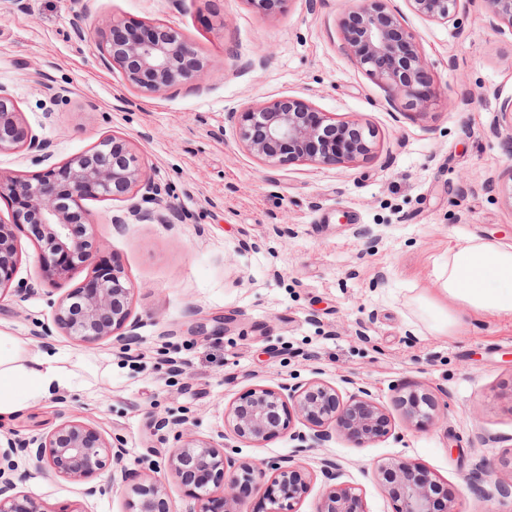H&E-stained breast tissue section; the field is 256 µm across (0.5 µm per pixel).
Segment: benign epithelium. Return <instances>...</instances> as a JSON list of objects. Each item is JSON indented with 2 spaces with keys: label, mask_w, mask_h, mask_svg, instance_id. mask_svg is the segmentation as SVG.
Segmentation results:
<instances>
[{
  "label": "benign epithelium",
  "mask_w": 512,
  "mask_h": 512,
  "mask_svg": "<svg viewBox=\"0 0 512 512\" xmlns=\"http://www.w3.org/2000/svg\"><path fill=\"white\" fill-rule=\"evenodd\" d=\"M389 0H349L342 29L343 52L380 82L387 102L399 99L410 105L436 96L422 48L405 25L402 14L387 6ZM415 14L435 22L454 19L460 0H406ZM492 18L512 27V0H489ZM93 40L104 63L120 70L127 84L144 95L178 86L197 90L199 77L207 73V61L195 46L171 28L158 24L138 30L112 17L93 27ZM242 145L269 165L311 162L336 166L367 158L375 149L372 129L359 120H337L311 103L281 97L246 106L230 114ZM27 147L42 158L49 144L24 127L12 95L0 89V153ZM142 198L159 202L161 188L154 182L144 159L123 140L106 137L90 151L71 158L30 179L0 173V196L18 204L15 224L35 228L38 261L51 278L62 279L92 260L93 243L77 227L91 223L80 201L88 196L123 198L134 189ZM17 251L9 225L0 224V289L10 281ZM132 284L116 269L92 270L88 281L55 304L54 324L66 336L93 347L119 334L127 342L137 338L138 322L130 320ZM410 419H430L438 410L427 391L411 392L400 399ZM297 418L313 424V433L298 431L293 439L317 448L332 439L330 428L339 429L359 444L389 434L388 419L370 392H357L344 401L336 387L320 380L276 387L259 386L232 404L224 414L233 435L260 443L291 424L287 408ZM25 453L39 470L69 480H91L106 468L107 461L120 464L124 441H108L77 421H66L32 449L27 442H10L0 448V512H41L27 495L14 492L13 457ZM170 471L197 501L195 512H242V490L259 488L273 472L267 512H297L294 505L307 494L310 476L294 459L273 463L254 461L236 464L224 449L204 441L188 440L172 449ZM390 480L389 489L401 501L400 512H459L448 501H437L439 485L414 463L391 460L377 466ZM224 487L217 498L208 484ZM129 512H171L162 498L160 483H140L132 488ZM316 512H365L360 494L352 487L331 486Z\"/></svg>",
  "instance_id": "1"
}]
</instances>
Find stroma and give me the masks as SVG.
Masks as SVG:
<instances>
[{
  "mask_svg": "<svg viewBox=\"0 0 512 512\" xmlns=\"http://www.w3.org/2000/svg\"><path fill=\"white\" fill-rule=\"evenodd\" d=\"M414 32L439 91L391 111L382 86L341 50L345 0H285L262 12L248 0H0V88L51 145L48 161L26 148L0 153V173L28 178L102 138L126 139L163 189L154 219L140 220L141 191L88 198L93 265L120 267L131 282L137 339L94 348L53 323V302L79 287L93 265L45 280L29 225L0 197L19 260L0 295V331L34 351L52 350L71 388L0 418V443L43 439L66 421L124 440V483L70 481L17 460V491L43 512H127L133 484L159 481L174 512L195 499L167 466L176 434L223 446L238 462L294 456L312 474L298 512H315L327 484L323 463L363 497L366 512H398L379 462L418 464L459 512H512L471 491L475 464L491 482L512 481V318L457 308L442 336L418 317L436 264L475 236L512 242V29L493 24L488 0H462L456 21L438 23L392 0ZM114 16L165 24L209 64L200 90L141 95L105 66L88 30ZM291 96L375 133L373 154L336 167L270 166L239 142L229 115ZM454 99L445 107L444 98ZM184 221L165 223L170 208ZM123 223H113V216ZM320 380L342 399L367 388L392 431L367 445L343 433L298 449L290 430L253 444L224 426L233 402L258 386ZM433 394L440 416L416 425L401 396ZM168 426H160V419Z\"/></svg>",
  "mask_w": 512,
  "mask_h": 512,
  "instance_id": "stroma-1",
  "label": "stroma"
}]
</instances>
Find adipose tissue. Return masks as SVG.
<instances>
[{
    "label": "adipose tissue",
    "instance_id": "1",
    "mask_svg": "<svg viewBox=\"0 0 512 512\" xmlns=\"http://www.w3.org/2000/svg\"><path fill=\"white\" fill-rule=\"evenodd\" d=\"M435 279V292L419 303L437 332L456 329L458 307L512 317V243L468 239L449 249ZM57 360L56 353L29 352L24 342L0 334V414L18 412L67 387L70 378Z\"/></svg>",
    "mask_w": 512,
    "mask_h": 512
}]
</instances>
